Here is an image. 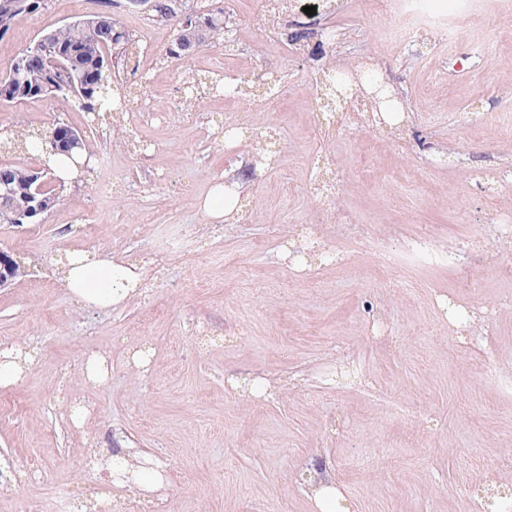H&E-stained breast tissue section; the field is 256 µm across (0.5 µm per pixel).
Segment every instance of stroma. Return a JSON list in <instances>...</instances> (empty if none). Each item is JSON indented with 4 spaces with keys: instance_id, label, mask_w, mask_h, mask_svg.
Here are the masks:
<instances>
[{
    "instance_id": "35a3bbf8",
    "label": "stroma",
    "mask_w": 512,
    "mask_h": 512,
    "mask_svg": "<svg viewBox=\"0 0 512 512\" xmlns=\"http://www.w3.org/2000/svg\"><path fill=\"white\" fill-rule=\"evenodd\" d=\"M498 2L437 43L393 41L401 21L375 0H294L315 14L273 31L256 23L263 0H176L230 19L181 59L166 53L177 18L129 0H42L0 36L1 76L47 32L108 13L138 44L136 60L113 54L115 85L156 108L136 157L110 113L61 96L0 103V125L64 123L92 151L43 223L0 224V249L32 265L0 289V351L29 355L25 382L0 386L15 412L0 422V512H38L61 490L70 512H125L119 456L155 473L139 490L147 512H319L320 472L338 512H472L463 488L483 489L512 456V390L495 375L512 367V240L496 236L512 220V178L492 201L474 181L512 166V0ZM297 32L305 50L288 53ZM230 48L239 82L282 71L279 112L254 92L214 94ZM329 61L378 66L409 112L404 147L368 120L314 136L312 83ZM229 112L252 129L232 164L217 132ZM319 152L341 194L301 269L288 250L316 208L306 183ZM219 182L238 202L216 222L198 203ZM424 226L456 241L461 267L403 264ZM71 249L123 253L143 266L141 288L109 310L79 308L60 265ZM397 279L412 301L394 296ZM95 356L109 374L89 384Z\"/></svg>"
}]
</instances>
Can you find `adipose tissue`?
<instances>
[{
	"instance_id": "adipose-tissue-1",
	"label": "adipose tissue",
	"mask_w": 512,
	"mask_h": 512,
	"mask_svg": "<svg viewBox=\"0 0 512 512\" xmlns=\"http://www.w3.org/2000/svg\"><path fill=\"white\" fill-rule=\"evenodd\" d=\"M64 281L75 303L82 307L107 309L132 298L143 278L141 266L122 254H98L86 250L67 253Z\"/></svg>"
}]
</instances>
